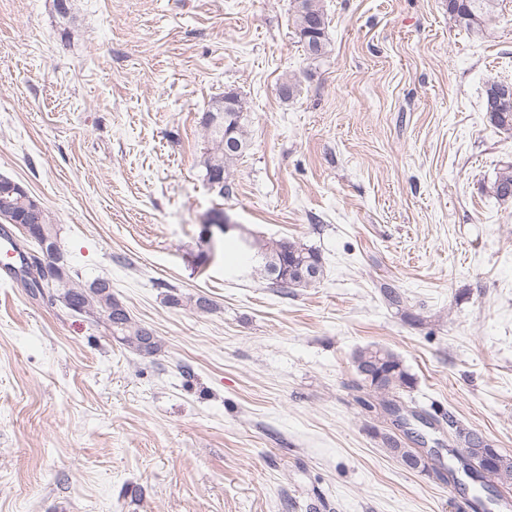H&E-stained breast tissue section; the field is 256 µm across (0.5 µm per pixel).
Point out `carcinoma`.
<instances>
[{"label": "carcinoma", "mask_w": 512, "mask_h": 512, "mask_svg": "<svg viewBox=\"0 0 512 512\" xmlns=\"http://www.w3.org/2000/svg\"><path fill=\"white\" fill-rule=\"evenodd\" d=\"M499 0H448V14L459 26L470 34L480 37L497 11ZM327 16L322 0H298L294 14V28L299 42L307 56L313 60L326 53ZM485 112L492 127L508 138L512 137V86L491 81L485 89ZM244 112L242 98H237L235 108L224 111L223 99H216L211 109L203 114L201 125L207 146L202 154L201 165L204 180L211 183V174L222 175L223 182L214 186L217 195L222 197L229 192V169L235 165L248 147L246 119L240 118ZM230 131L238 140V145L229 149L224 143V133ZM492 196L500 202L512 201V162L499 168L491 187ZM33 196L20 184L10 178H0V219L7 224L20 223L22 228H30L38 246L43 240L59 245V228L51 213L44 207H33ZM262 262L258 263L259 274L271 281L274 288H308L319 281L324 274L321 256L318 251L303 243L287 238L270 241L261 251ZM51 253L43 252V258L36 256L23 258L24 266L20 277L23 288L29 295L40 299L47 306L62 303L78 308L92 318L96 325H103L113 339L140 355H152L160 348L157 338L145 342V326L134 320L128 311L112 295V285L106 279H95L84 286L75 281L70 272H64V280H56L48 275ZM354 365L361 377L358 388L366 391L368 399L361 400L366 409L372 408L371 400L385 410L396 413L397 404L390 396L398 390L409 388L413 378L404 367L402 360L392 351L382 347H366L354 356ZM448 435L452 444L459 448L471 449L478 456L476 464L485 470L479 476L487 483L481 490L487 492L482 497L475 496L476 509L486 512L488 507L498 505L495 486L512 487V462L487 467L484 464V438L476 431L458 424L448 417ZM389 451L399 460L412 459L417 450L404 446V442L393 435L384 436Z\"/></svg>", "instance_id": "1"}]
</instances>
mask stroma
I'll return each mask as SVG.
<instances>
[{
  "label": "stroma",
  "instance_id": "stroma-1",
  "mask_svg": "<svg viewBox=\"0 0 512 512\" xmlns=\"http://www.w3.org/2000/svg\"><path fill=\"white\" fill-rule=\"evenodd\" d=\"M445 2L323 0L311 60L293 0H0V175L161 343L0 271V512H474L433 469L449 411L512 455V202L489 192L512 138L484 106L512 82V0L481 37ZM228 91L249 146L220 197L200 119ZM280 238L318 249L317 284L261 278ZM371 346L413 377L432 471L358 402Z\"/></svg>",
  "mask_w": 512,
  "mask_h": 512
}]
</instances>
